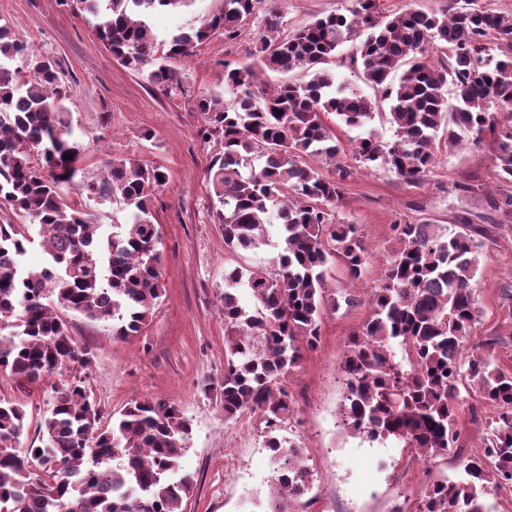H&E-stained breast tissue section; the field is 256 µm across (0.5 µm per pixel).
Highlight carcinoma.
<instances>
[{
    "instance_id": "obj_1",
    "label": "carcinoma",
    "mask_w": 512,
    "mask_h": 512,
    "mask_svg": "<svg viewBox=\"0 0 512 512\" xmlns=\"http://www.w3.org/2000/svg\"><path fill=\"white\" fill-rule=\"evenodd\" d=\"M64 0L95 19L112 57L164 96L186 95L187 59L217 32L238 40L260 0H224V10L158 40L152 17L189 0ZM279 18L247 50L248 62L224 63L220 93L195 98L197 137L219 144L206 170L212 221L229 252L268 243L279 221L276 268L235 267L224 273V417L245 410L266 424L265 448L275 464L280 506L309 505L312 474L304 449L276 434L294 415L283 379L303 351L316 348L328 305L326 268L341 263L354 280L369 252L355 224H338L334 208L350 174L338 158L388 166L409 186L422 183L437 143L452 148L490 137L497 144V180L512 182V16L476 0H448L442 14L422 10L380 15L379 0H354L345 13L319 16L286 36ZM367 85L388 101L394 139L370 130L344 150L323 116L348 127L375 118L376 101L336 80L329 68L342 44ZM442 43L450 61L434 65ZM301 70L308 79L296 80ZM401 72L398 82L390 80ZM281 75L274 84L266 73ZM456 95L448 98V86ZM68 85L52 58L32 50L0 24V202L24 224L0 216V373L19 384L92 364L76 345L63 308L103 322L112 336H136L149 325L164 293L155 191L168 181L161 166L136 156L112 161L99 181H78L83 148L64 107ZM70 159H64V156ZM320 161L318 165L309 158ZM263 160L259 170L251 167ZM337 169L334 177L324 168ZM110 199L124 213L101 224L72 195ZM399 247L370 287V313L348 340L343 372L344 426L370 441L396 439L427 457L445 455L460 437V390L494 412L487 451L456 476H438L415 512H497L489 487L512 488V373L467 350L477 321L479 243L466 231L444 234L430 224H395ZM39 247L41 265L25 256ZM254 301L246 308L238 290ZM39 418L40 445L21 447L24 405L0 398V512H183L194 489L182 458L191 421L164 399H133L105 416L86 385L68 375L51 387Z\"/></svg>"
}]
</instances>
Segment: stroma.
I'll list each match as a JSON object with an SVG mask.
<instances>
[{"mask_svg":"<svg viewBox=\"0 0 512 512\" xmlns=\"http://www.w3.org/2000/svg\"><path fill=\"white\" fill-rule=\"evenodd\" d=\"M353 2L262 0L244 24L245 37L228 43L215 35L192 58L175 61L192 94L166 97L112 58L97 39L92 17L59 0H0V21L9 24L15 38L56 60L66 76V106L84 144L80 179H102L109 162L129 155L163 166L169 174L152 205L165 292L148 327L120 340L104 323L72 314L67 320L76 343L93 355L89 387L105 411L116 412L133 398L158 397L174 402L191 419L190 448L182 465L194 474L196 487L183 503L185 512H253L274 492L263 420L250 411L225 418L217 387L224 377V271L270 268L277 250L266 245L234 255L225 251L221 227L210 218L206 180L216 147L195 135L202 117L193 97L217 92L232 101L224 89L223 64L246 60L250 38L263 31L266 18L279 16L286 33L317 16L346 11ZM223 8L224 0H190L157 13L154 29L163 39ZM496 156L490 140L453 150L443 143L420 186L401 183L382 164L345 179L335 219L359 225L370 253L368 271L359 285L351 283L340 264H329L327 281L335 288L336 305L322 317L318 347L305 352L284 380L295 413L278 430L305 451L312 472L307 512H391L396 503L413 510L430 478L463 469L462 452L424 459L391 439L371 442L351 435L343 427L341 366L348 337L369 312L366 285L381 275L397 246L392 224L427 221L439 231H456L465 216L487 231L478 255L479 316L469 343L498 337L489 355L512 370V212L492 206L500 192ZM460 183L470 185V192H458ZM58 380L52 374L23 390L0 376V397L21 401L29 415L22 445L37 440L46 391Z\"/></svg>","mask_w":512,"mask_h":512,"instance_id":"1","label":"stroma"}]
</instances>
